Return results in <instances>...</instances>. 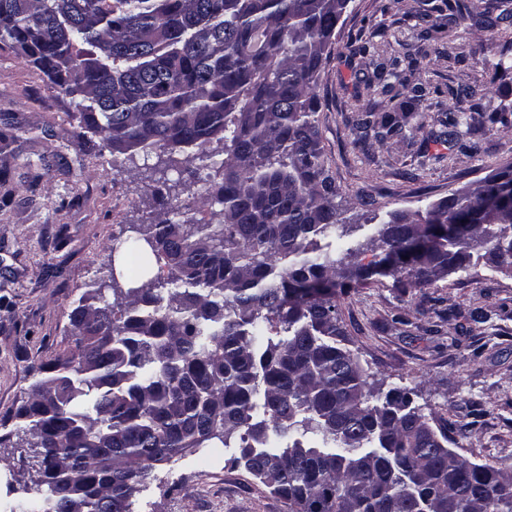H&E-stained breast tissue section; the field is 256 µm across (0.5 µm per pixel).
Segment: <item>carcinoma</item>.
<instances>
[{"label":"carcinoma","mask_w":512,"mask_h":512,"mask_svg":"<svg viewBox=\"0 0 512 512\" xmlns=\"http://www.w3.org/2000/svg\"><path fill=\"white\" fill-rule=\"evenodd\" d=\"M351 0H0V43L75 100L79 127L112 157L198 163L216 223L133 224L127 261L146 282L94 283L68 314L70 356L42 377L9 434L31 449L38 497L6 512H132L156 464L228 448L291 512H512V474L448 447L409 393H374L342 345L336 287L357 264L324 239L343 224L316 114L318 81ZM471 10L495 29L485 0ZM386 84L409 114L426 89ZM222 145L224 159L214 161ZM398 288L458 270L512 266V200L482 188L394 212L371 262L405 254ZM112 290V301L105 292Z\"/></svg>","instance_id":"cac0c4a2"}]
</instances>
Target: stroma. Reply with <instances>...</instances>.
Here are the masks:
<instances>
[{"label":"stroma","instance_id":"obj_1","mask_svg":"<svg viewBox=\"0 0 512 512\" xmlns=\"http://www.w3.org/2000/svg\"><path fill=\"white\" fill-rule=\"evenodd\" d=\"M512 54V31L490 36L467 9L443 0H351L321 72L317 114L324 159L346 223L357 230L337 251L373 260L370 226L397 210L425 211L456 190L512 164V129L459 126L448 135L449 101L492 112L512 105V74L493 76L485 56ZM398 61L403 77L427 87L419 109L386 133L364 126L368 110L389 107L364 76ZM70 98L10 47L0 48V423L38 379L41 365L74 346L68 314L97 280L140 278L125 258L128 225L143 223L159 185L154 158H112L99 136L82 137ZM178 202L186 220H210L219 206L188 170ZM373 277L336 292L346 345L369 381L410 390L430 425L457 429L451 448L512 473V273L480 265L427 288L400 292ZM487 313L483 322L471 311ZM235 448H193L155 465L133 512H289L251 476ZM26 449L0 444V503L8 482L34 497Z\"/></svg>","mask_w":512,"mask_h":512}]
</instances>
